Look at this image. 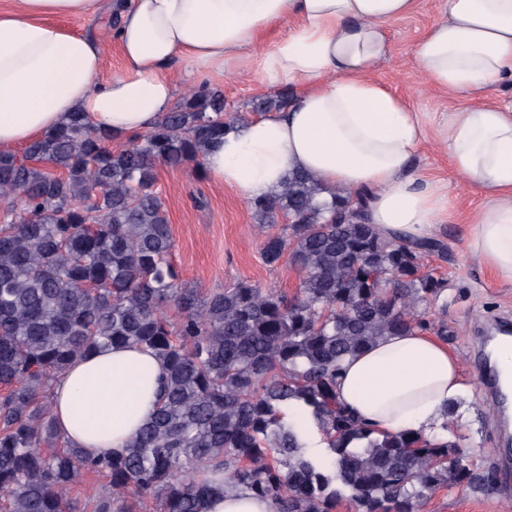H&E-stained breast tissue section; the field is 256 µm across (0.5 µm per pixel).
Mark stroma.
Segmentation results:
<instances>
[{"label":"stroma","instance_id":"stroma-1","mask_svg":"<svg viewBox=\"0 0 512 512\" xmlns=\"http://www.w3.org/2000/svg\"><path fill=\"white\" fill-rule=\"evenodd\" d=\"M438 0H419L415 12L390 27L391 51L374 77L393 92L407 99L429 119L441 120L455 107L448 92L429 85L412 62L416 41L438 21ZM108 12L86 17L61 19L70 32H94L104 36L106 64L102 78H110L122 67L120 51L107 40ZM221 89L227 111L241 120L254 117V103L270 95L246 75L228 74L221 78L206 73L176 74V94L184 96L200 84ZM415 170L431 179L446 182L458 214L456 223L440 225L436 239L445 247L443 256L430 255L428 267L446 281L438 301L424 304L429 318L448 323L445 344L459 361L461 374L471 385L467 415L455 418L448 432L463 449L466 463L487 471L494 467L503 448L505 425L495 418L483 401L479 381L468 358L473 340L493 317L512 320V285L500 283L467 248L468 226L465 215L484 200L478 188L465 183L455 173L447 150L436 141H427L414 161ZM158 187L167 206L174 240L172 262L187 285L206 291L221 290L244 280L263 289L294 292L299 272L289 257L267 264L262 256L265 240L280 232L277 224L258 223L247 199L236 189L221 187L210 179L197 178L193 165L181 168L159 166ZM423 512H512V499L474 495L459 488L437 491L424 505Z\"/></svg>","mask_w":512,"mask_h":512}]
</instances>
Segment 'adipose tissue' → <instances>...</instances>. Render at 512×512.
<instances>
[{"mask_svg":"<svg viewBox=\"0 0 512 512\" xmlns=\"http://www.w3.org/2000/svg\"><path fill=\"white\" fill-rule=\"evenodd\" d=\"M123 65L108 80L100 41L69 34L60 17L96 13L100 0H11L0 8V150L9 151L86 112L120 136L149 130L174 103L173 64L190 73L253 76L295 93L288 109L226 129L204 155L206 176L247 199L278 192L301 171L333 193L367 194L368 220L385 238L428 240L452 216L447 185L415 172L422 145L448 148L454 171L483 193L468 246L512 285V0H441L442 18L413 59L436 88L463 98L439 126L372 74L389 54L388 26L416 0H113ZM281 29L268 47L261 37ZM161 361L113 346L74 359L54 383L58 432L92 456L128 447L155 401ZM467 387L456 356L423 331L382 337L346 360L338 399L389 432L442 433ZM205 512H270L250 491L209 476Z\"/></svg>","mask_w":512,"mask_h":512,"instance_id":"1","label":"adipose tissue"}]
</instances>
